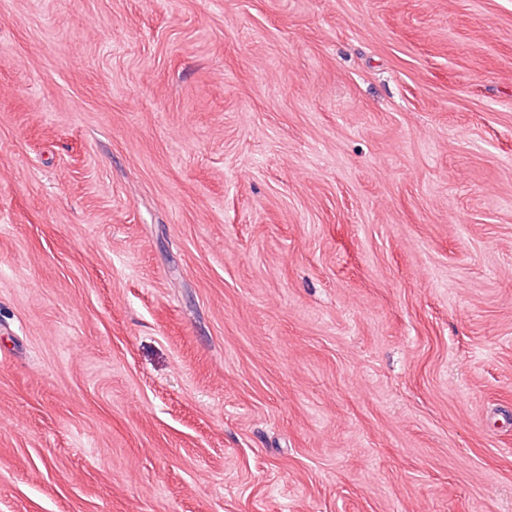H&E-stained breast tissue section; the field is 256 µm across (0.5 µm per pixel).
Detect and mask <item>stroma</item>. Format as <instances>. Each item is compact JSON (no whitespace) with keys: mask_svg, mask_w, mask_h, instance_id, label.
<instances>
[{"mask_svg":"<svg viewBox=\"0 0 512 512\" xmlns=\"http://www.w3.org/2000/svg\"><path fill=\"white\" fill-rule=\"evenodd\" d=\"M0 512H512V0H0Z\"/></svg>","mask_w":512,"mask_h":512,"instance_id":"obj_1","label":"stroma"}]
</instances>
